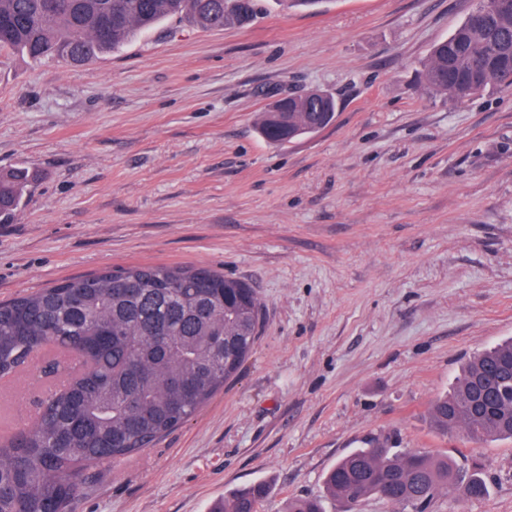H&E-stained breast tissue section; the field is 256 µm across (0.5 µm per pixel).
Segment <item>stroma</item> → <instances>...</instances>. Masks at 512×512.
Returning <instances> with one entry per match:
<instances>
[{
	"mask_svg": "<svg viewBox=\"0 0 512 512\" xmlns=\"http://www.w3.org/2000/svg\"><path fill=\"white\" fill-rule=\"evenodd\" d=\"M247 28L172 17L82 66L0 52V170L37 175L0 224V300L136 264L255 288L251 356L155 445L87 471L74 512H209L258 480L261 512L324 496L371 438L480 468L512 512V440L433 430L476 352L512 339V88L429 98L417 74L472 0H263ZM322 88L333 123L284 147L271 97Z\"/></svg>",
	"mask_w": 512,
	"mask_h": 512,
	"instance_id": "35a3bbf8",
	"label": "stroma"
}]
</instances>
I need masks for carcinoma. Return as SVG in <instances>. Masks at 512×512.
<instances>
[{
    "instance_id": "obj_1",
    "label": "carcinoma",
    "mask_w": 512,
    "mask_h": 512,
    "mask_svg": "<svg viewBox=\"0 0 512 512\" xmlns=\"http://www.w3.org/2000/svg\"><path fill=\"white\" fill-rule=\"evenodd\" d=\"M491 16L470 19L430 50L421 72L425 94L460 103L495 86H512V0H475ZM259 0H0V49L38 62L80 65L120 49L174 16L209 29L249 27ZM260 113L257 131L275 145L320 131L336 116V98L312 90ZM24 168L0 172V224L11 222L32 186ZM263 306L246 282L203 266L132 265L68 278L0 302V379H13L52 347L80 350L81 369L59 379V361L41 366L59 382L39 402L34 423L0 435V512H71L93 467L147 448L192 417L250 356ZM434 429L459 428L476 442L512 439V340L478 353L452 394L430 408ZM327 491L355 507L374 496L400 510L425 512L453 487L482 500L481 474L448 458L399 452L380 441L357 448L325 476ZM264 481L236 489L212 512H260ZM288 512H324L320 499L295 498Z\"/></svg>"
}]
</instances>
